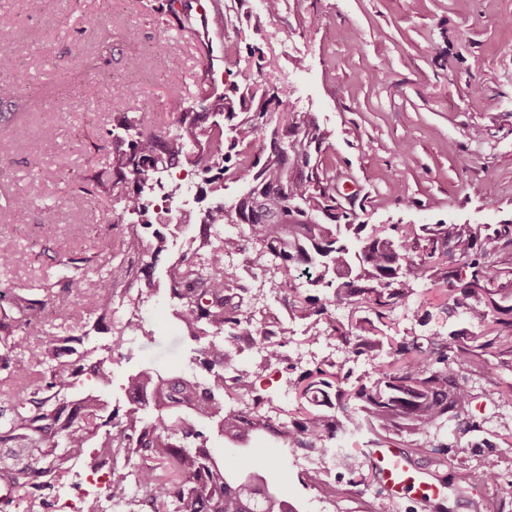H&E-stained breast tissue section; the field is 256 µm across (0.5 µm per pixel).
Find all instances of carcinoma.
<instances>
[{
  "instance_id": "1",
  "label": "carcinoma",
  "mask_w": 512,
  "mask_h": 512,
  "mask_svg": "<svg viewBox=\"0 0 512 512\" xmlns=\"http://www.w3.org/2000/svg\"><path fill=\"white\" fill-rule=\"evenodd\" d=\"M191 8L187 0L156 6L180 31L191 28ZM198 41L206 64L193 101L160 129L139 112L112 113L111 127L92 143L96 152L112 146L107 162L90 167L74 186L87 201L106 202L98 223L119 230L121 251L138 255V265H114L99 278L79 336L47 334L42 315L51 309L55 319H71L65 299L84 291L95 257L60 258L58 279L37 293L0 291V371L27 375L39 367L0 402V448L12 449L0 453V512H57L52 492L75 462L105 474L109 500L125 502L127 512H140L145 500L152 512H297L267 480L282 459L257 457L239 469L214 456L210 432L223 436L226 447L241 448L262 433L282 440L291 455H325L362 429L378 440L399 438L410 463L419 457L449 468L448 481L495 488L486 512H512V482L502 488L499 451L512 448V432L498 444L485 441L488 451L473 469L456 461L458 441L430 440L446 427L463 435L482 429L469 413L467 375L512 372V281L502 282L506 271L488 259L491 249L512 248V225L392 224L365 235L364 224L340 223L336 196L312 160L328 133L309 112L269 128L268 111L283 103L286 90L261 87L260 49H250L257 56L252 82L221 88L207 76L212 41ZM24 50V41L1 37L0 72L11 70ZM175 168L196 179L197 227L183 223L184 184L174 180ZM228 182L238 184L229 200ZM170 226L201 233L205 250L173 253L161 232ZM158 272L183 336L194 342L196 371L142 368L126 379L127 404L104 417L99 409L108 404L97 390L112 385V371L108 358L96 357L97 348L85 342L108 328L117 301L126 303L128 318L108 351L125 358L123 350L139 339H153L140 305ZM299 272L322 295L304 291ZM142 282L145 290L131 297ZM420 283L438 286L449 317L485 303L480 331L380 336L376 323ZM270 296L302 322L305 343L333 340L345 360L305 368L285 355L294 331L281 326L274 341L266 335ZM341 305H360L372 317L344 322L332 312ZM243 341L259 349V363L241 359ZM62 354L70 359L60 360ZM366 354L371 372L353 377L346 364ZM282 364L284 395L297 402L289 411L256 385L259 371ZM86 382L95 389L77 392ZM330 392L333 408L318 401ZM375 479L360 468L350 469L343 485L329 482L320 468L305 474L333 498Z\"/></svg>"
}]
</instances>
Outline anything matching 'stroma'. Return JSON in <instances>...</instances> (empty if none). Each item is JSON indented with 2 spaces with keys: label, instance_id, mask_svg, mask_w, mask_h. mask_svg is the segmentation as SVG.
Instances as JSON below:
<instances>
[{
  "label": "stroma",
  "instance_id": "35a3bbf8",
  "mask_svg": "<svg viewBox=\"0 0 512 512\" xmlns=\"http://www.w3.org/2000/svg\"><path fill=\"white\" fill-rule=\"evenodd\" d=\"M155 0H0V32L27 44L12 75L0 77V99L19 102L23 120L0 130L12 145L0 159V246L15 261L0 271V289L35 288L55 280L58 257L95 256L99 269L134 263L118 244L90 233L99 205L68 192V181L97 157L79 148L109 128L113 113L131 109L167 126L177 98L189 99L203 69L197 40L163 23ZM234 25H207L214 51L237 43L238 62L214 61L217 84H242L262 68L264 81L287 88L284 112L313 113L330 134L321 148L328 184L352 223L512 224V0H281L276 16L256 0H226ZM99 19L82 28L84 12ZM260 48L255 62L251 48ZM149 58L134 69L132 57ZM177 69H169V59ZM96 86L93 96L80 86ZM50 167L60 181L43 179ZM24 193L34 204L25 216L5 207ZM426 294L393 314L399 332H475L478 319L446 317L431 307L428 327L414 316ZM156 343L134 344L131 359H114L109 405H124L128 373L155 364L185 368L191 343L172 316L166 286L142 306ZM470 412L482 430L463 437L469 462L483 439L512 429V406L500 401L485 374L468 379ZM321 467L335 479V453L301 452L271 480L298 512H370L378 485L332 499L304 482Z\"/></svg>",
  "mask_w": 512,
  "mask_h": 512
}]
</instances>
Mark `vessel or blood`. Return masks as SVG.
I'll list each match as a JSON object with an SVG mask.
<instances>
[{"instance_id": "vessel-or-blood-1", "label": "vessel or blood", "mask_w": 512, "mask_h": 512, "mask_svg": "<svg viewBox=\"0 0 512 512\" xmlns=\"http://www.w3.org/2000/svg\"><path fill=\"white\" fill-rule=\"evenodd\" d=\"M368 462L377 475L384 491L393 499H440L443 496V482L422 481V471L408 464L399 449L381 445L370 449Z\"/></svg>"}]
</instances>
